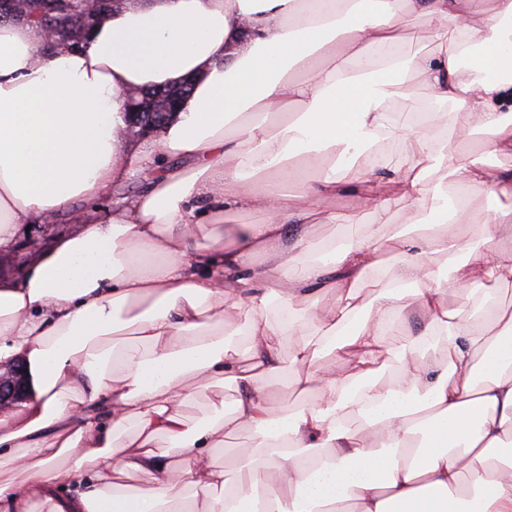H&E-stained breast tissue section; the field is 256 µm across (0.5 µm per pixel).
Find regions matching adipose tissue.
Wrapping results in <instances>:
<instances>
[{"label":"adipose tissue","instance_id":"obj_1","mask_svg":"<svg viewBox=\"0 0 512 512\" xmlns=\"http://www.w3.org/2000/svg\"><path fill=\"white\" fill-rule=\"evenodd\" d=\"M417 18L436 52L407 54ZM186 77L158 140L122 137L126 93ZM414 79L447 117L397 112ZM444 120L484 153L512 152V0H127L78 49L0 21V252L153 153L181 160L107 222L77 214L81 231L22 277L0 275V364L25 361L30 382L0 418V458L22 477L0 482V512H512V313L493 312L491 290L512 282L498 236L512 211L481 217L483 250L462 231L471 190L512 196V173L477 164ZM345 192L368 233L304 259L309 225L354 223L336 211ZM404 204L419 235L389 229ZM240 208L262 221L225 236ZM387 256L400 270L366 307L359 285ZM321 288L334 304L303 307ZM406 297L428 319L411 340ZM306 321L318 342L296 349L291 383L317 397L286 411L258 380ZM130 332L142 347L115 344ZM219 378L231 408L198 423L175 411L186 386ZM246 430L254 455L228 475L211 451ZM130 473L153 483L126 493Z\"/></svg>","mask_w":512,"mask_h":512}]
</instances>
